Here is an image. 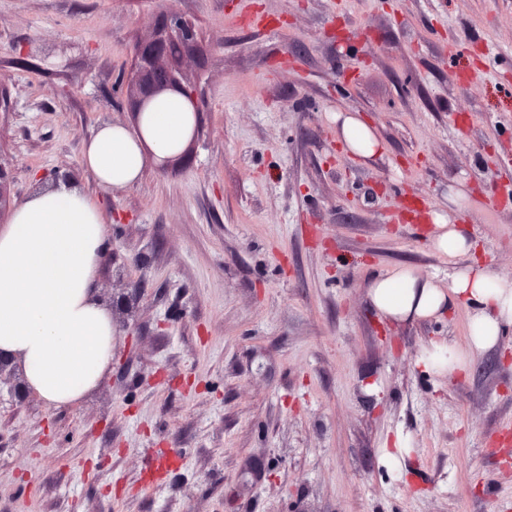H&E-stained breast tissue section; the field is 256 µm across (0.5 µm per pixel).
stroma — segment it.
<instances>
[{"mask_svg": "<svg viewBox=\"0 0 512 512\" xmlns=\"http://www.w3.org/2000/svg\"><path fill=\"white\" fill-rule=\"evenodd\" d=\"M167 14L204 48L180 67L198 132L100 189L83 145L134 125L115 84ZM0 87L10 204L70 172L111 219L100 298L141 290L84 401L19 404L0 383V512H512V451L489 446L512 429V360L426 377L420 350L465 344L468 310L399 325L366 297L401 264L446 277L400 213L447 210L461 181L512 282V0H0ZM340 112L386 156L345 153ZM408 454L405 440L400 433H396L392 438L389 437L382 448V464L386 468H395Z\"/></svg>", "mask_w": 512, "mask_h": 512, "instance_id": "stroma-1", "label": "stroma"}]
</instances>
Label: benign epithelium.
I'll return each instance as SVG.
<instances>
[{"label":"benign epithelium","mask_w":512,"mask_h":512,"mask_svg":"<svg viewBox=\"0 0 512 512\" xmlns=\"http://www.w3.org/2000/svg\"><path fill=\"white\" fill-rule=\"evenodd\" d=\"M175 44L180 46L177 54L172 49ZM199 52L200 44L189 22L174 14L162 17L156 31L134 46L133 75L127 84L132 112H141L157 95L176 89L188 91L195 107H200L192 85L177 76L178 65ZM5 378L13 381L11 394L14 400L20 404L25 402L28 387L22 364L0 354V381Z\"/></svg>","instance_id":"1"}]
</instances>
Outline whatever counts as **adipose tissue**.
<instances>
[{"instance_id":"1","label":"adipose tissue","mask_w":512,"mask_h":512,"mask_svg":"<svg viewBox=\"0 0 512 512\" xmlns=\"http://www.w3.org/2000/svg\"><path fill=\"white\" fill-rule=\"evenodd\" d=\"M336 123L353 159L382 158L384 146L367 120L340 114ZM194 126L186 99L160 96L135 128L99 126L84 145L81 166L100 187H133L147 156L160 161L177 154ZM465 197V190H456L451 215H428V244L447 259L446 278L398 265L375 275L367 292L371 309L397 324L437 320L459 305L470 309L465 345L433 341L420 352L419 369L438 377L465 372L474 353L500 347L512 329V282L481 258L464 225ZM107 224L95 198L62 182L33 192L0 226V353L22 361L29 390L51 408L77 404L112 365L115 328L97 288Z\"/></svg>"}]
</instances>
